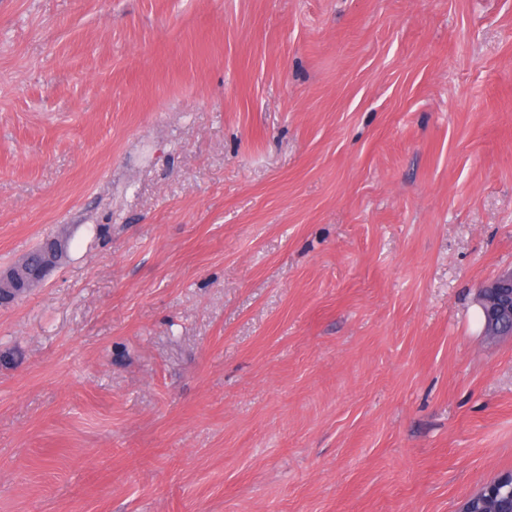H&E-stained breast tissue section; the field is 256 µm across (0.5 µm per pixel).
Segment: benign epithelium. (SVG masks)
<instances>
[{"mask_svg": "<svg viewBox=\"0 0 512 512\" xmlns=\"http://www.w3.org/2000/svg\"><path fill=\"white\" fill-rule=\"evenodd\" d=\"M64 245L50 238L42 244V265L34 269L28 259L0 268V306L14 303L41 285L58 268ZM478 305L485 312L483 335L489 340L500 338L497 325L512 314V269L504 270L482 282L478 288Z\"/></svg>", "mask_w": 512, "mask_h": 512, "instance_id": "benign-epithelium-1", "label": "benign epithelium"}]
</instances>
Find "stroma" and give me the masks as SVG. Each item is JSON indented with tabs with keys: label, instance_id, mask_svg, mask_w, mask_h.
Returning <instances> with one entry per match:
<instances>
[{
	"label": "stroma",
	"instance_id": "1",
	"mask_svg": "<svg viewBox=\"0 0 512 512\" xmlns=\"http://www.w3.org/2000/svg\"><path fill=\"white\" fill-rule=\"evenodd\" d=\"M0 512H460L512 470V0H0ZM64 245L55 238L47 239L42 244V265L40 268H31L28 258L21 262H14L9 266L0 268V306L13 304L23 295L41 285L46 278L58 268V264L63 256ZM5 292L13 295L8 303L2 300ZM478 305L485 312L483 335L488 340L502 336L497 325L512 314V269L504 270L482 282L478 288Z\"/></svg>",
	"mask_w": 512,
	"mask_h": 512
}]
</instances>
